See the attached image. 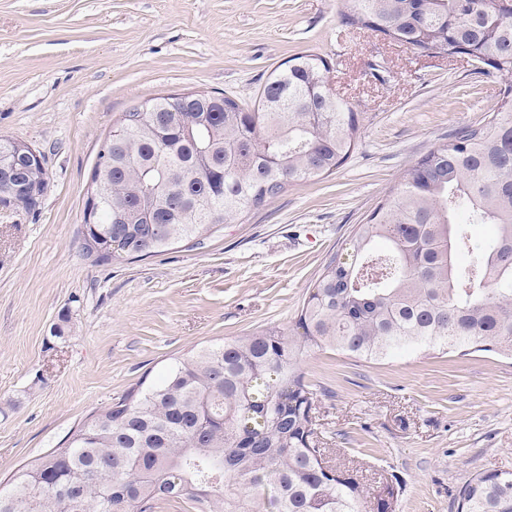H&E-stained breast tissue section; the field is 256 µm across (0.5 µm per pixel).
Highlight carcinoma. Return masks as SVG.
Segmentation results:
<instances>
[{
    "mask_svg": "<svg viewBox=\"0 0 512 512\" xmlns=\"http://www.w3.org/2000/svg\"><path fill=\"white\" fill-rule=\"evenodd\" d=\"M347 23L427 54L463 55L504 80L498 107L404 171L346 254L323 268L288 328L181 358L146 390L93 414L0 489V512H362L367 493L326 465L318 393L303 357L355 363L417 352L512 358V13L493 0H351ZM326 60L295 56L250 112L230 95L159 97L123 113L107 158L110 203L83 221L95 262L190 248L350 156L356 112L330 93ZM18 184L48 188L28 168ZM489 229L476 237L472 227ZM457 512H512V471L466 480Z\"/></svg>",
    "mask_w": 512,
    "mask_h": 512,
    "instance_id": "obj_1",
    "label": "carcinoma"
}]
</instances>
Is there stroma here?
<instances>
[{"label":"stroma","mask_w":512,"mask_h":512,"mask_svg":"<svg viewBox=\"0 0 512 512\" xmlns=\"http://www.w3.org/2000/svg\"><path fill=\"white\" fill-rule=\"evenodd\" d=\"M348 0H0V137L43 153L31 211L0 206V483L89 415L199 348L288 327L355 225L405 169L497 103L470 62L427 57L345 21ZM316 54L359 119L334 174L292 186L198 248L102 265L83 256L98 150L161 95L230 93L257 110L288 59ZM64 337L53 330L62 314ZM332 462L389 512H456L471 475L512 470V361L490 352L355 363L314 351Z\"/></svg>","instance_id":"1"}]
</instances>
